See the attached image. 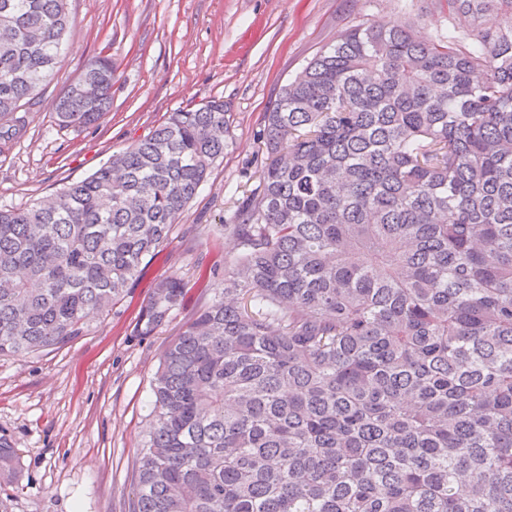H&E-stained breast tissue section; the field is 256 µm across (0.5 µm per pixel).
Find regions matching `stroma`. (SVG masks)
Wrapping results in <instances>:
<instances>
[{
	"label": "stroma",
	"instance_id": "obj_1",
	"mask_svg": "<svg viewBox=\"0 0 512 512\" xmlns=\"http://www.w3.org/2000/svg\"><path fill=\"white\" fill-rule=\"evenodd\" d=\"M71 26L51 80L19 113L26 132L0 146V207H22L92 174L170 112L223 100L227 146L128 297L61 349L0 358V442L20 457L0 485L13 512H124L130 468L149 425L151 380L172 336L195 311L200 269L223 270L225 236L258 184L264 117L306 63L348 28L418 20L447 32L446 0H70ZM115 73L110 111L59 126L55 99L99 54ZM178 274L184 306L151 336L134 332L152 286Z\"/></svg>",
	"mask_w": 512,
	"mask_h": 512
}]
</instances>
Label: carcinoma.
Here are the masks:
<instances>
[{"mask_svg": "<svg viewBox=\"0 0 512 512\" xmlns=\"http://www.w3.org/2000/svg\"><path fill=\"white\" fill-rule=\"evenodd\" d=\"M356 26L265 115L239 251L151 382L128 512H512V0ZM68 0H0V139L53 75ZM62 126L112 101L99 56ZM224 101L171 113L54 196L0 209V357L85 336L224 156ZM157 281L136 335L184 302ZM0 443V483L17 478Z\"/></svg>", "mask_w": 512, "mask_h": 512, "instance_id": "obj_1", "label": "carcinoma"}]
</instances>
